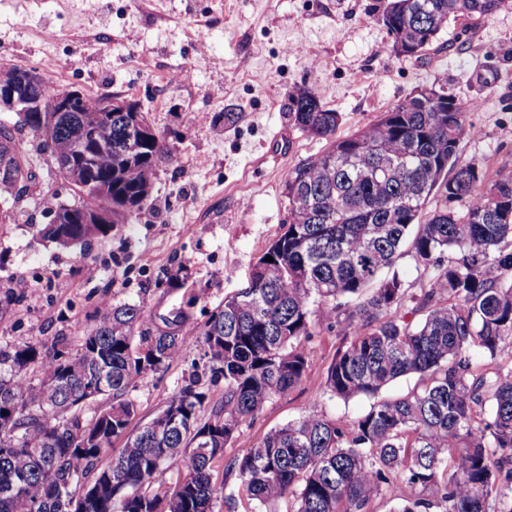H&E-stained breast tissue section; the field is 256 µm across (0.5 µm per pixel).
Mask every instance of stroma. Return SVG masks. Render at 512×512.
Segmentation results:
<instances>
[{
    "label": "stroma",
    "mask_w": 512,
    "mask_h": 512,
    "mask_svg": "<svg viewBox=\"0 0 512 512\" xmlns=\"http://www.w3.org/2000/svg\"><path fill=\"white\" fill-rule=\"evenodd\" d=\"M384 0H0V66L57 73L54 86L139 103L165 138L152 205L130 224L84 248L41 242L43 201L71 190L54 159L40 151L16 113L0 126L34 160L20 198L0 196V297L23 278L29 288L0 310V348L33 345L75 354L82 325L106 303L143 307L156 323L183 316L203 326L288 222L284 181L325 141L290 127L283 101L295 86L315 89L341 112L339 134L375 120L417 87L440 89L471 107L476 134L460 163L489 175L512 171V0L496 13L449 24L422 57L398 56L379 19ZM238 113L236 123L221 113ZM97 264L96 280L84 267ZM347 340L321 328L308 348L316 363L303 382L273 398L224 449L242 456L269 431L308 413L353 419L370 401L329 398L327 366ZM202 344H188L162 371L137 379L130 431L160 413L172 393L197 379L209 402L212 383ZM222 487L215 512H254L236 475L216 463Z\"/></svg>",
    "instance_id": "1"
}]
</instances>
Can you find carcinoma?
<instances>
[{
  "label": "carcinoma",
  "instance_id": "obj_1",
  "mask_svg": "<svg viewBox=\"0 0 512 512\" xmlns=\"http://www.w3.org/2000/svg\"><path fill=\"white\" fill-rule=\"evenodd\" d=\"M507 0H386L382 22L398 52H425L450 22L489 16ZM446 112L410 95L346 136L341 113L299 86L283 109L300 132L326 141L288 172V224L203 327L164 335L143 310L106 303L79 351L51 358L33 345L0 349V512H214L213 465L274 397L313 371L308 342L323 324L349 337L328 365L325 389L344 401L374 399L353 421L309 413L268 432L226 472L236 473L256 512L295 497L296 512H369L385 494L396 512H512V173L490 180L458 165L475 135L469 107ZM100 97L54 127L29 112L24 124L69 180L81 210L50 198L59 218L39 238L85 246L128 224L149 204L162 136L129 133L130 113L101 119ZM31 162L0 127V194L32 182ZM441 204L423 217L430 197ZM106 216L87 224L82 211ZM274 261H266L267 257ZM409 257L423 285L414 326L400 321L407 294L397 267ZM206 347L224 396L204 412L196 381L134 435L128 398L137 377L181 358L190 338ZM507 361L488 373L477 359ZM38 369L34 383L29 373ZM415 373L422 386L377 399ZM103 379L108 408L83 421L88 383ZM123 438L106 466L102 456ZM186 474L154 488L175 461ZM85 491L75 496L73 487ZM420 488L427 496L412 491Z\"/></svg>",
  "mask_w": 512,
  "mask_h": 512
}]
</instances>
